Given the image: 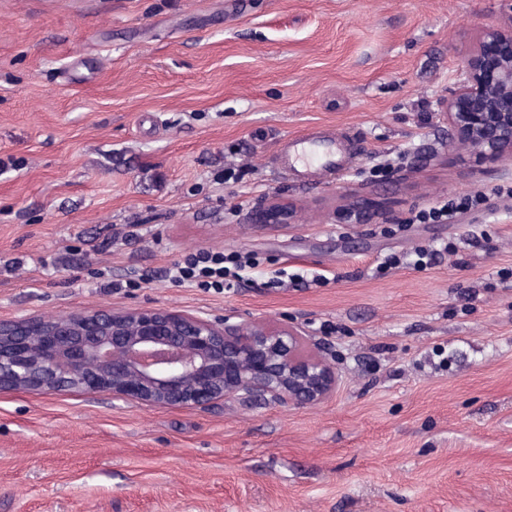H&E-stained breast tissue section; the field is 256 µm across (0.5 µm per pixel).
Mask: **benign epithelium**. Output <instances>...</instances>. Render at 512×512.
I'll use <instances>...</instances> for the list:
<instances>
[{
    "instance_id": "obj_1",
    "label": "benign epithelium",
    "mask_w": 512,
    "mask_h": 512,
    "mask_svg": "<svg viewBox=\"0 0 512 512\" xmlns=\"http://www.w3.org/2000/svg\"><path fill=\"white\" fill-rule=\"evenodd\" d=\"M502 48L492 71L484 47ZM439 119L491 163L512 158V17L485 28L459 58ZM288 199L254 212L256 224H291ZM73 381L87 393L158 406L202 407L229 398L303 409L339 385L327 350L288 322L232 323L164 308L73 312L0 321V388L50 393Z\"/></svg>"
}]
</instances>
